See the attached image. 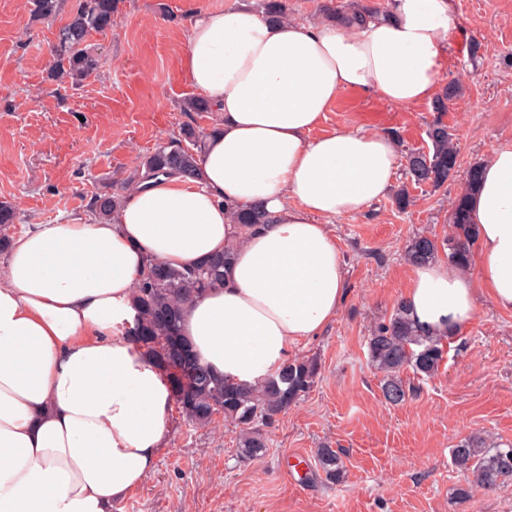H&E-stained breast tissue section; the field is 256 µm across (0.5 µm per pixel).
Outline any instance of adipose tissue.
<instances>
[{
  "mask_svg": "<svg viewBox=\"0 0 512 512\" xmlns=\"http://www.w3.org/2000/svg\"><path fill=\"white\" fill-rule=\"evenodd\" d=\"M186 20L183 69L219 116L197 174L144 182L110 220L30 230L0 268V512H112L155 470L173 389L126 334L146 258L186 268L236 244L182 330L202 364L240 384L277 374L335 320L346 283L329 222L384 197L403 161L386 133L314 130L347 89L432 100L456 25L450 0L307 22L228 0ZM468 202L477 281L432 263L404 297L429 334L453 337L481 292L512 312L511 145L481 164ZM254 204L269 223L246 230L225 215Z\"/></svg>",
  "mask_w": 512,
  "mask_h": 512,
  "instance_id": "ef3b65f1",
  "label": "adipose tissue"
}]
</instances>
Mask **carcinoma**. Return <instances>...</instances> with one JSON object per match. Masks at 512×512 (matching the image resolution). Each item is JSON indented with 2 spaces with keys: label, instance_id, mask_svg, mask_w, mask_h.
<instances>
[{
  "label": "carcinoma",
  "instance_id": "obj_1",
  "mask_svg": "<svg viewBox=\"0 0 512 512\" xmlns=\"http://www.w3.org/2000/svg\"><path fill=\"white\" fill-rule=\"evenodd\" d=\"M31 16L49 19L59 12L58 0H32ZM117 0H76L67 20L55 34L52 62L48 77L53 81L65 78L78 82L98 68V58L88 47L87 38L93 32L112 29ZM260 12L270 19H287L288 0H261ZM459 87L444 86L432 103L433 111H448V101L457 96ZM209 132L197 126L185 125L178 137L158 146L147 154L126 181L133 187L159 175L178 174L192 177L198 170L199 153ZM431 148L413 150L405 155V169L412 183L442 188L456 172L459 150L454 134L441 119H436L427 132ZM123 195L102 191L90 199L89 207L96 217L106 219L120 206ZM231 222L245 228L269 222V216L259 205L230 206ZM16 219V209L9 202H0V248L7 246L10 224ZM452 233L443 241L429 233L410 238L404 247V258L412 266L436 260L439 246L448 249V264L466 271L473 261L475 238L464 202L451 203ZM235 247L215 254L192 268H173L148 257L135 283L133 300L138 311L135 336L152 353L163 368L176 373L173 378L175 404L186 420L197 426L213 422L218 414L239 427L237 448L248 459L264 456L266 434L262 427L272 424L314 386L318 375L315 359H294L279 371L255 385L245 386L210 372L200 362L190 364L174 361V356L190 343L181 331L185 305L209 289L224 282V271L231 264ZM371 365L382 374L381 391L389 404L398 405L414 395L415 388L402 378L410 369L422 378L435 376L446 355L444 338L429 336L407 315L403 303H398L389 318L379 323L368 341ZM316 467L329 483H339L345 477L340 452L329 445L317 449ZM452 464L463 475L453 495L469 498L473 491H492L512 481V443H498L487 433H474L461 439L452 448Z\"/></svg>",
  "mask_w": 512,
  "mask_h": 512
}]
</instances>
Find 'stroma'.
I'll use <instances>...</instances> for the list:
<instances>
[{"label":"stroma","mask_w":512,"mask_h":512,"mask_svg":"<svg viewBox=\"0 0 512 512\" xmlns=\"http://www.w3.org/2000/svg\"><path fill=\"white\" fill-rule=\"evenodd\" d=\"M56 17L33 20L29 0H0V201L15 204L16 237L42 224L90 213L91 195L120 191L124 179L160 140L216 117L185 111L194 97L181 67L187 47V0H120L111 31L89 38L98 70L74 85L49 80ZM440 84L457 80L448 110L404 108L356 89L339 94L319 133L343 128L390 131L400 153L428 150L427 130L442 119L460 148L454 176L440 189L408 183L414 203L398 211L391 197L333 220L347 295L334 322L296 355L313 358V389L266 428L259 459L237 453L238 428L224 418L201 427L170 413L157 468L112 512H512V482L455 499L461 474L453 446L476 431L512 443V313L478 296L476 312L447 357L419 391L385 402L368 360L374 326L402 299L413 268L403 255L410 237L448 234L450 204L469 169L512 145V0H453ZM340 449L346 477L329 484L315 468L322 444Z\"/></svg>","instance_id":"obj_1"}]
</instances>
